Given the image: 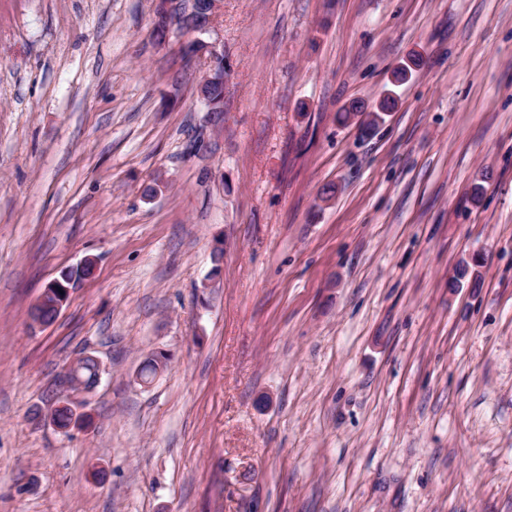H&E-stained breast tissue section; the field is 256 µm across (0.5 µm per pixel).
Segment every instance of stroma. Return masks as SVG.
Returning <instances> with one entry per match:
<instances>
[{
	"instance_id": "stroma-1",
	"label": "stroma",
	"mask_w": 512,
	"mask_h": 512,
	"mask_svg": "<svg viewBox=\"0 0 512 512\" xmlns=\"http://www.w3.org/2000/svg\"><path fill=\"white\" fill-rule=\"evenodd\" d=\"M158 3L0 0V512H512V0ZM193 45V52L201 51L205 48L209 52V68L206 73V78L208 80H216L224 85V56L223 54L216 48L215 45L203 44V42L196 41ZM72 285L73 281L67 279L62 271L59 272L57 277L46 284L35 306L50 305L55 307L60 314L68 301ZM60 290H63V293H60ZM88 355L80 356L76 358L66 369L64 374L58 380V396L57 403L47 413L38 414L39 418L49 421L54 424V418L58 410L63 408H69L73 412V418H77L78 421L84 416V413L77 411V404L74 401V397L78 394L83 393L85 390L84 386L79 382L76 377V368L78 362ZM81 377L87 388H93L96 385L98 375V363L93 358L87 357L84 359V364L81 369ZM98 383V382H97ZM72 419L70 414L67 412H60L56 418L55 423L60 428H67Z\"/></svg>"
}]
</instances>
